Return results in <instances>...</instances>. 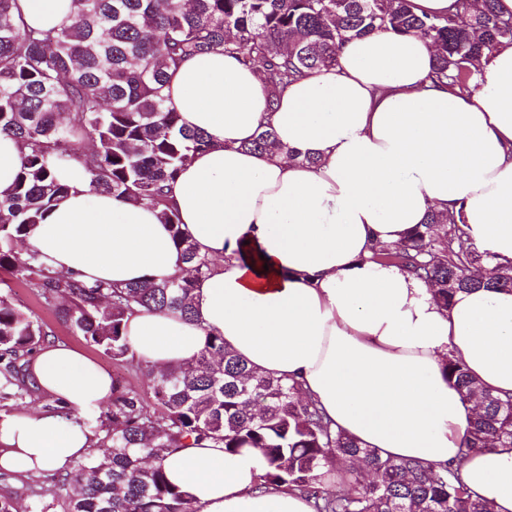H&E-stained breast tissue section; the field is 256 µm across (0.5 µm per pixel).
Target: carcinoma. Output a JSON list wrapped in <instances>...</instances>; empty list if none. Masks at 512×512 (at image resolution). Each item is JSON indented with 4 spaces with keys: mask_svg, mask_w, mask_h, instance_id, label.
<instances>
[{
    "mask_svg": "<svg viewBox=\"0 0 512 512\" xmlns=\"http://www.w3.org/2000/svg\"><path fill=\"white\" fill-rule=\"evenodd\" d=\"M378 31L416 34L435 48L433 79L470 90L474 64L486 51L512 44V16L496 0H455L446 15L419 16L410 0H70L60 28L30 27L17 0H0V134L20 150L13 185L0 192V272L38 289L42 302L90 345L114 360L134 362L125 317L137 310L177 308L194 314L195 282L212 261L180 227L174 209L160 212L188 265L187 277L114 288L54 274L31 249L29 237L69 187L55 170L77 164L91 191L135 203H166V184L209 147L205 133L178 126L167 109V69L219 49L275 77L269 108L279 93L309 71L336 64L343 45ZM246 148L275 152L266 124ZM462 212H432L400 243L373 260L393 264L431 285L448 308L462 291L512 290V260L482 252L466 231ZM48 332L31 314L0 294V400L32 394L31 354ZM448 381L466 402L481 407L463 439V454L512 448V397L486 391L460 363L448 360ZM157 409L150 413L136 387L112 378V404L95 417L102 441L78 470L58 482L74 486L63 512H199L154 463L159 448L208 441L227 453L260 451L268 486L286 484L312 502L314 512H494L472 498L450 463L436 471L419 461L393 460L340 430L302 386L255 373L208 334L191 362L154 375ZM357 466L330 489L321 470L347 461Z\"/></svg>",
    "mask_w": 512,
    "mask_h": 512,
    "instance_id": "cac0c4a2",
    "label": "carcinoma"
}]
</instances>
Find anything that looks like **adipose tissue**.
<instances>
[{"label": "adipose tissue", "instance_id": "adipose-tissue-1", "mask_svg": "<svg viewBox=\"0 0 512 512\" xmlns=\"http://www.w3.org/2000/svg\"><path fill=\"white\" fill-rule=\"evenodd\" d=\"M18 2L38 30L70 11V0ZM434 57L416 35L351 40L272 112L268 79L233 56L210 51L170 68L167 106L211 144L167 194L212 269L196 284L194 317L137 310L125 334L159 371L221 335L255 372L299 380L362 446L434 467L459 461L473 497L512 512V448L461 456L476 408L445 376L455 359L484 389L512 396V291L461 292L445 309L428 284L371 259L452 207L480 251L512 260V45L482 56L464 93L431 82ZM266 123L281 152L243 150ZM292 151L317 165L289 161ZM58 178L71 190L28 241L51 271L118 288L184 274L158 207L90 193L72 165ZM28 371L66 413L0 414V469L69 472L100 436L90 419L112 399V374L60 343L45 344ZM158 462L198 512H314L287 486L259 491L254 448L229 455L204 442L162 450Z\"/></svg>", "mask_w": 512, "mask_h": 512}]
</instances>
